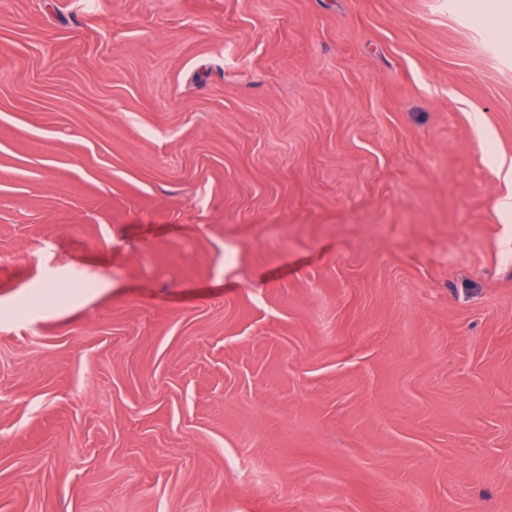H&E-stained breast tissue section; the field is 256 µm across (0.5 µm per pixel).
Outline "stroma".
<instances>
[{
	"label": "stroma",
	"mask_w": 512,
	"mask_h": 512,
	"mask_svg": "<svg viewBox=\"0 0 512 512\" xmlns=\"http://www.w3.org/2000/svg\"><path fill=\"white\" fill-rule=\"evenodd\" d=\"M1 41L0 512H512V42L456 0Z\"/></svg>",
	"instance_id": "stroma-1"
}]
</instances>
